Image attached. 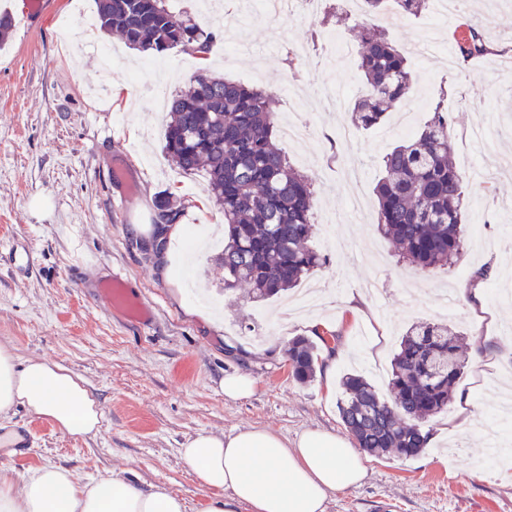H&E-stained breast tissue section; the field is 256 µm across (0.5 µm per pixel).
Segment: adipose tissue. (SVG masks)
Listing matches in <instances>:
<instances>
[{"label": "adipose tissue", "instance_id": "adipose-tissue-1", "mask_svg": "<svg viewBox=\"0 0 512 512\" xmlns=\"http://www.w3.org/2000/svg\"><path fill=\"white\" fill-rule=\"evenodd\" d=\"M22 407L52 420L65 434L91 438L102 413L84 380L0 346V418ZM213 495L205 512H326L328 499L360 484L367 469L345 436L310 430L287 441L251 428L235 435L199 434L180 450ZM0 512H186L184 501L112 470L75 483L69 470L46 462L18 475L0 468Z\"/></svg>", "mask_w": 512, "mask_h": 512}]
</instances>
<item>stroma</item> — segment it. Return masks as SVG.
<instances>
[{
    "label": "stroma",
    "mask_w": 512,
    "mask_h": 512,
    "mask_svg": "<svg viewBox=\"0 0 512 512\" xmlns=\"http://www.w3.org/2000/svg\"><path fill=\"white\" fill-rule=\"evenodd\" d=\"M247 0H170L206 30L225 14L244 11ZM11 25L0 42V343L18 358H42L81 375L103 414L92 439L62 434L52 421L15 412L0 435L30 430L25 447L1 464L22 475L44 462L69 469L85 483L111 469H127L141 485H163L187 512H203L211 495L179 450L201 433L234 435L261 427L288 440L308 430L345 433L324 374L302 383L286 364L291 339L333 337L336 378L359 374L388 396L391 359L401 336L418 321L456 331L466 352L456 396L469 399L473 417L456 430L458 404L425 423L426 448L414 457L367 456V476L336 493L326 512H512V439L501 456L489 448L504 432L490 411L499 401V373L512 374V299L500 293L512 270V171L485 180L488 158L471 137L483 125L501 156L512 155V0H467L448 23L434 9L402 25L379 16L389 37L410 46L430 37L434 50L411 58L414 83L407 96L413 127L421 129L430 104L448 93L450 140L466 177L467 234L461 259L448 271L415 270L398 262L376 229L375 186L383 155L403 141L395 115L371 128L354 127L350 108L322 111L318 93L330 84L357 97L364 80L356 68L355 25L366 13H345L342 24L284 18L254 22L236 46L218 43L208 66L273 95L278 122L303 109L314 133L277 145L317 185L313 245L326 258L303 282L317 287L320 330L303 317L282 315L281 298L254 303L248 289L224 291L216 246L195 253L184 238L165 239L155 224V203L175 194L180 224L224 231V214L208 198L203 174H181L165 160L163 115L152 111L156 90L171 95L197 72L194 56L172 50L160 61L178 67L168 82L146 54L126 47L118 34L85 25L95 0H45L34 20L25 0H9ZM484 34L489 54L468 63L447 62L446 51L466 28ZM308 54L289 65L292 44ZM116 52L110 71L95 58L99 47ZM356 140L345 146L342 128ZM143 195L128 196V183ZM113 223H106V216ZM482 281L496 327L471 314L464 284ZM120 273L132 294L154 305L151 324L113 314L98 284ZM379 291L362 307L349 304L364 283ZM493 341H486V334ZM250 375L249 398L224 395L225 375Z\"/></svg>",
    "instance_id": "35a3bbf8"
}]
</instances>
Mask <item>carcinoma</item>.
<instances>
[{
  "mask_svg": "<svg viewBox=\"0 0 512 512\" xmlns=\"http://www.w3.org/2000/svg\"><path fill=\"white\" fill-rule=\"evenodd\" d=\"M100 28L117 33L142 53L173 49L206 60L217 36L187 14H176L165 0H95ZM365 11L394 10L416 18L429 0H362ZM357 69L366 92L353 101L357 123L369 129L396 111L413 82L411 49L395 45L379 26H357ZM483 35L472 29L459 42L466 61L483 55ZM273 94L242 85L205 67L170 100L164 150L186 174L201 172L206 191L224 210V292L242 286L256 302L295 286L325 257L311 245L316 185L276 146ZM385 175L375 186L377 228L395 245L399 258L420 270L446 269L462 255L465 225L464 176L448 136L447 93H441L420 131L384 156ZM294 378L313 381L317 345L289 341L286 351ZM457 333L442 323L411 325L392 363L393 399L382 398L362 376L347 375L337 407L357 447L377 456L418 455L428 433L422 424L447 409L464 369Z\"/></svg>",
  "mask_w": 512,
  "mask_h": 512,
  "instance_id": "1",
  "label": "carcinoma"
}]
</instances>
